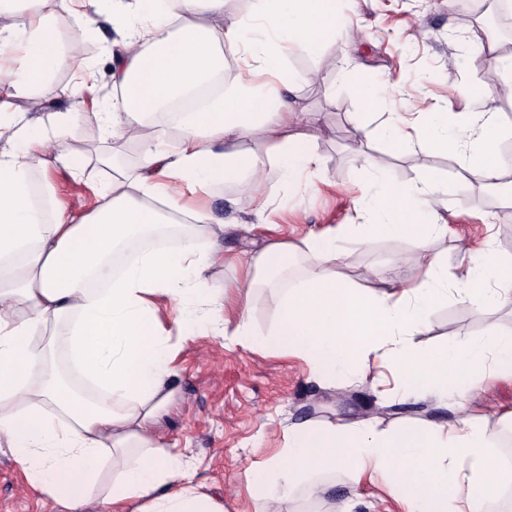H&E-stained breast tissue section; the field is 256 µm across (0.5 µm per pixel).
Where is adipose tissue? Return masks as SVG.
Masks as SVG:
<instances>
[{
  "instance_id": "adipose-tissue-1",
  "label": "adipose tissue",
  "mask_w": 512,
  "mask_h": 512,
  "mask_svg": "<svg viewBox=\"0 0 512 512\" xmlns=\"http://www.w3.org/2000/svg\"><path fill=\"white\" fill-rule=\"evenodd\" d=\"M48 2L0 0V82L31 111L69 58ZM72 2L87 21L123 9L137 17L110 56L112 86L121 90L124 107L94 118L108 135L138 143L141 160L124 188L101 192L96 207L77 216L44 205L53 194L50 182L38 196L31 182L32 173L52 161L74 173L84 168L85 159L64 144L68 114L47 126L18 125L16 147L0 150V447L9 449L30 488L64 512H88L93 505L101 512H224L221 498L194 485L189 461L155 438L177 396L179 351L162 334L163 315L183 321L191 300L202 310L200 323L216 334L232 333L249 349L257 344L248 310L227 330L228 297L208 286L211 271L226 261L224 227L184 193L245 174L260 182L269 157L291 185L319 170L321 158L311 147L317 128L282 95L300 79L286 70L285 58L294 48H335L346 24L338 0H257L248 39L240 27L225 26L224 0ZM200 14L209 23L197 22ZM228 46L242 49L243 71H226ZM258 75L269 76V83L254 84ZM218 79L221 93L182 112L172 147L146 131L145 115ZM358 89L369 109L385 112L400 148L450 149L474 180L502 178L493 146L501 113H451L434 101L414 114L392 83ZM255 130L266 155L228 151ZM450 198L434 172L410 184L378 180L360 202L376 218L363 230L425 243L447 232L440 210ZM179 215L189 220L181 237L113 271L120 249L173 225ZM305 246L308 267L281 295L275 347L307 360L319 382L333 384L341 368L370 377L381 399L392 397L394 379L405 393L445 397L460 408L478 376L512 378V336L493 334L482 344L436 351L414 346L446 294L448 262L441 254H425L419 282L393 279L365 288L343 276L335 236L309 238ZM292 252L280 240L255 251L246 276L234 284L238 295L249 296L268 282L269 272L285 270ZM488 268L492 288L484 280ZM461 275L459 303L491 304L500 288L512 286V259L490 251L484 268ZM51 341L65 346L74 369L94 386L92 400L60 379L47 356ZM339 472L354 484L378 476L408 512H486L505 474L487 427L468 417L389 432L368 417L305 421L289 428L286 447L264 461L258 512H288L302 497L323 500Z\"/></svg>"
}]
</instances>
